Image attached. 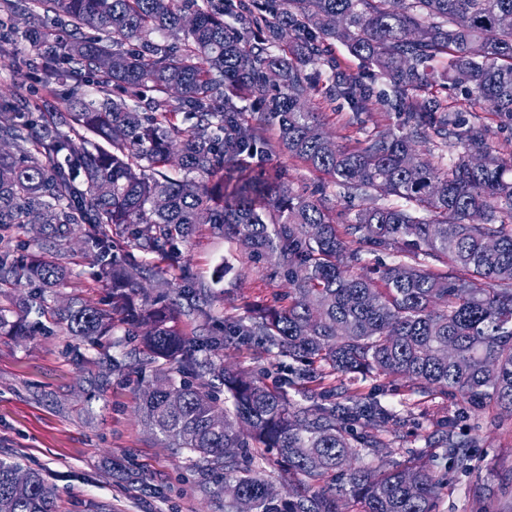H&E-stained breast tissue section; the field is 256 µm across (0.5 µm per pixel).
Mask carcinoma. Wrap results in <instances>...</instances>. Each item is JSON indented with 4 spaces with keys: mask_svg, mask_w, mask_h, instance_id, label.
<instances>
[{
    "mask_svg": "<svg viewBox=\"0 0 512 512\" xmlns=\"http://www.w3.org/2000/svg\"><path fill=\"white\" fill-rule=\"evenodd\" d=\"M177 2L0 0V56L14 57L21 20L41 51V82L74 81L64 112L0 102V289L30 288L21 312L37 299L46 310L77 260L96 268L112 303L57 309L65 330L93 340L117 320L141 328L140 362L155 375L138 413L203 473L221 474L203 491L224 498V512L242 498L253 512H436L448 470H471L474 441L456 432L455 413L426 448L388 449L382 434L397 433V420L380 389L362 383L401 380L496 430L512 415V163L491 157L485 127L413 96L444 59L448 81L512 117V0H218L189 25ZM237 9L250 28L224 22ZM285 40L291 51L272 53ZM329 40L389 79L401 131L352 148L323 131L307 107L315 85L304 67ZM232 94L263 102L254 123ZM340 94L358 111L370 101L355 80ZM270 131L343 197L404 204L336 219L264 167ZM429 132L462 145L454 166L406 165ZM474 154L483 165H470ZM206 224L269 260L288 282L286 307L257 306L213 335L212 292L190 279L178 247ZM31 228L43 256L25 261L13 240ZM120 234L150 263L157 295L141 306L131 264L115 252ZM379 254L394 262L375 279L361 274ZM183 316L197 339L179 327ZM230 339L296 362L285 382L306 403L224 366ZM19 471L0 460V512H52L41 474L26 470L19 491Z\"/></svg>",
    "mask_w": 512,
    "mask_h": 512,
    "instance_id": "1",
    "label": "carcinoma"
}]
</instances>
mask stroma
I'll use <instances>...</instances> for the list:
<instances>
[{
	"instance_id": "obj_1",
	"label": "stroma",
	"mask_w": 512,
	"mask_h": 512,
	"mask_svg": "<svg viewBox=\"0 0 512 512\" xmlns=\"http://www.w3.org/2000/svg\"><path fill=\"white\" fill-rule=\"evenodd\" d=\"M12 41L15 60L0 59V101L22 87L23 108L60 106L66 87L58 85L53 93L43 89L40 56L23 28L13 31ZM306 71L316 82L308 106L337 144L351 146L375 131H398L404 115L389 81L341 42H333L325 61ZM351 76L372 94L359 114L338 93ZM425 94L438 97L466 123L487 126L492 155L512 161L511 117L442 78ZM265 165L277 169L294 190L313 193L333 214L351 216L365 205L361 198H343L329 176L278 147H271ZM179 248L182 264L214 292L215 318H242L247 308L271 303L288 289L283 277L270 276L268 262H251L235 241L209 227ZM225 262L234 265V272L215 281V269ZM107 297V288L82 262L50 303L60 308L74 301L101 304ZM139 347L135 327L126 324L115 326L102 347L49 323L21 336L0 332V459L39 470L52 490L53 512H224L223 499L199 489L201 477L187 456L174 454L138 415L140 394L151 376L136 360ZM104 352L121 362V371H103L98 359ZM382 400L403 421L396 442L400 448L424 447L425 436L439 431L455 410L448 400L411 393L400 383L388 384ZM457 430L476 441L474 468L453 474L439 512H512V427L493 432L486 419L469 414L459 418Z\"/></svg>"
}]
</instances>
